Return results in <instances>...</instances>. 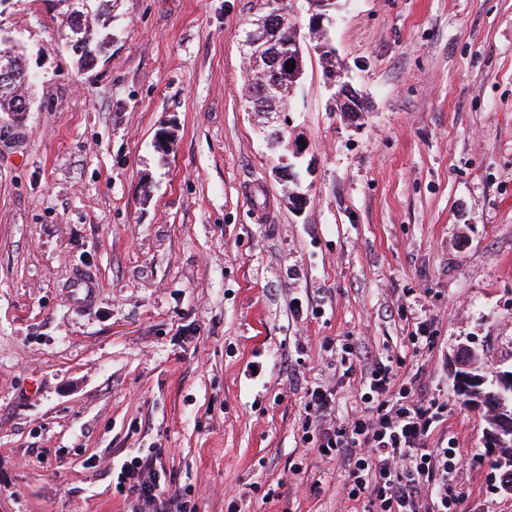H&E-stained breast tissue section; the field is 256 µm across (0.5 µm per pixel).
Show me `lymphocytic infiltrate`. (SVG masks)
Here are the masks:
<instances>
[{
	"label": "lymphocytic infiltrate",
	"mask_w": 512,
	"mask_h": 512,
	"mask_svg": "<svg viewBox=\"0 0 512 512\" xmlns=\"http://www.w3.org/2000/svg\"><path fill=\"white\" fill-rule=\"evenodd\" d=\"M366 363L363 410L347 423L333 420L329 388L308 390L302 442L320 457L345 462L343 488L350 500L368 497L371 512H464L456 489L461 458L456 449L430 444L448 404L426 397L419 386L396 384L393 368L367 362L359 346H341V365ZM117 491L134 501L132 512H184L183 502L166 498V477L151 459L123 463Z\"/></svg>",
	"instance_id": "lymphocytic-infiltrate-1"
}]
</instances>
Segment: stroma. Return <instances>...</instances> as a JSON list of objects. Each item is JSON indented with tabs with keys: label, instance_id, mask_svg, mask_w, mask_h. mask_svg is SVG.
I'll use <instances>...</instances> for the list:
<instances>
[{
	"label": "stroma",
	"instance_id": "35a3bbf8",
	"mask_svg": "<svg viewBox=\"0 0 512 512\" xmlns=\"http://www.w3.org/2000/svg\"><path fill=\"white\" fill-rule=\"evenodd\" d=\"M263 3L117 0L87 70L55 0L0 6L36 76L0 121V512H129L113 467L148 453L194 512H368L301 441L310 386L338 420L362 407L345 342L447 400L434 435L471 461L466 512H512L453 377L463 345L512 365V0H339L323 25L355 117L307 38L314 0H288L286 110H246ZM298 145L299 209L279 170ZM79 273L93 306L71 299Z\"/></svg>",
	"mask_w": 512,
	"mask_h": 512
}]
</instances>
